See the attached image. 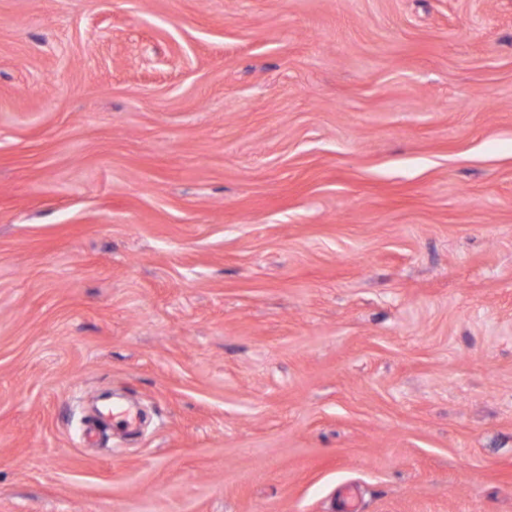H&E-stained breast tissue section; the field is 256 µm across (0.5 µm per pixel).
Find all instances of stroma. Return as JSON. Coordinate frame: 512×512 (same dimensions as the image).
<instances>
[{"label": "stroma", "instance_id": "1", "mask_svg": "<svg viewBox=\"0 0 512 512\" xmlns=\"http://www.w3.org/2000/svg\"><path fill=\"white\" fill-rule=\"evenodd\" d=\"M348 485L512 512V0H0V512Z\"/></svg>", "mask_w": 512, "mask_h": 512}]
</instances>
